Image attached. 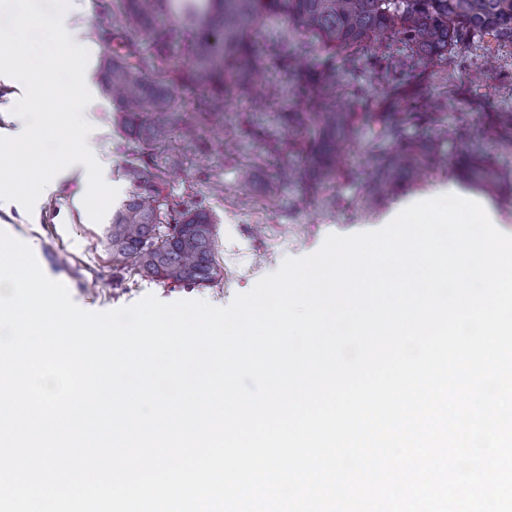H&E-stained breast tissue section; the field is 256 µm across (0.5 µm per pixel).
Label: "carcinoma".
<instances>
[{"label": "carcinoma", "mask_w": 512, "mask_h": 512, "mask_svg": "<svg viewBox=\"0 0 512 512\" xmlns=\"http://www.w3.org/2000/svg\"><path fill=\"white\" fill-rule=\"evenodd\" d=\"M98 35L105 46L103 86L118 102V127L143 143L140 162L126 171L132 194L107 230L112 267L164 285L214 286L221 278L211 215L170 201L164 182L167 172L183 169L185 144L210 150L213 135L224 129L225 96L274 99L282 87L257 77L280 73L294 96L280 115L288 137L251 130L278 162L266 195L277 199L291 173L322 190L336 182V133L358 135L342 111L336 59L356 69L382 44L401 43L404 52L385 55L377 69L397 90L409 71L445 61L463 45L489 37L511 47L512 0H115ZM143 38L150 41L147 51ZM313 57L323 62L311 68ZM154 71L167 74V83L151 84L147 75ZM185 86L201 88L189 115L174 98ZM419 112L414 99L397 122H383L380 139H402ZM310 125L331 135L324 158L293 168L290 156L308 146L301 135ZM432 165L425 145L408 140L382 158L363 196L390 197L400 177L415 179Z\"/></svg>", "instance_id": "obj_1"}]
</instances>
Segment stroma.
<instances>
[{
  "label": "stroma",
  "instance_id": "stroma-1",
  "mask_svg": "<svg viewBox=\"0 0 512 512\" xmlns=\"http://www.w3.org/2000/svg\"><path fill=\"white\" fill-rule=\"evenodd\" d=\"M336 78L345 98L359 112L384 107L396 118L407 109V95L426 102V112L408 127V134L428 136L438 121L459 128L460 138L442 148L447 167L429 172L419 187L367 206L362 188L372 171V145L381 129L379 122H368L345 149L347 162L340 167L333 204H324L297 181L289 183L278 202L271 204L264 197V184L275 170L264 161L266 146L245 132L240 122L246 117L256 127L278 131V115L286 101L254 103L230 97L224 105V137L230 140V149L204 160L193 159L171 175L166 185L171 199L201 202L216 217L222 282L210 288L165 286L112 268L106 228L132 191L122 167L138 161L141 146L134 137L117 132L111 97L100 90L85 104L66 94L36 105L12 101V87L0 82V104H13L21 112H41L46 129L37 152L42 158H54L64 139L77 149L90 146L93 168L112 182L110 201L94 212L88 205L91 183L73 175L62 194L41 201L36 219H27L14 209H0V230L31 244L43 272L65 284L73 301L88 311L121 308L148 294L164 302L204 300L228 305L235 295L248 292L260 278L277 271L286 258L316 251L328 234L381 229L398 209L451 188L459 196L488 206L494 224L512 233V126L499 119L501 111L512 110V47L488 54L473 44L448 61L418 67L405 76L407 94L403 97L393 95L370 65L353 71L337 64ZM468 155L487 158L499 170L502 180L495 194L466 184L461 163ZM246 165L252 168L253 178L243 186L238 170Z\"/></svg>",
  "mask_w": 512,
  "mask_h": 512
}]
</instances>
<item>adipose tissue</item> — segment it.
Wrapping results in <instances>:
<instances>
[{
	"instance_id": "ef3b65f1",
	"label": "adipose tissue",
	"mask_w": 512,
	"mask_h": 512,
	"mask_svg": "<svg viewBox=\"0 0 512 512\" xmlns=\"http://www.w3.org/2000/svg\"><path fill=\"white\" fill-rule=\"evenodd\" d=\"M90 0H55L49 17L35 15L32 0H0V11L27 18L21 28L0 27V82L14 85L19 98L36 101L51 97L54 87L45 78L50 70L65 71L74 93L89 97L90 60L95 45L80 17L90 12ZM89 157L62 158L53 173L16 171L0 186V206L34 203L59 193L63 178L73 169L88 168Z\"/></svg>"
}]
</instances>
